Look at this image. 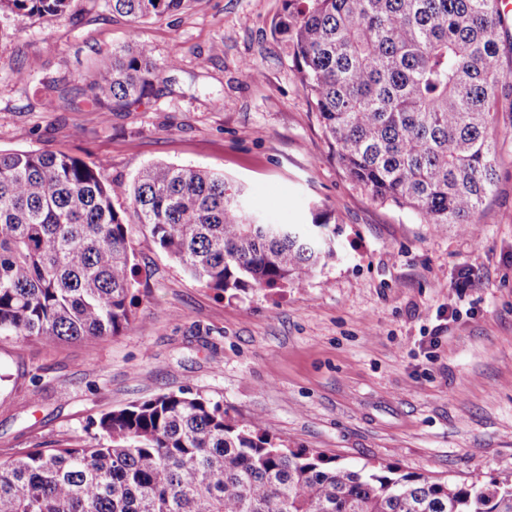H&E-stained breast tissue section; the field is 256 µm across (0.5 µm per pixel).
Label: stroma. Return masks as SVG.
<instances>
[{"mask_svg":"<svg viewBox=\"0 0 512 512\" xmlns=\"http://www.w3.org/2000/svg\"><path fill=\"white\" fill-rule=\"evenodd\" d=\"M283 0H191L140 33L159 77L106 112L95 59L131 26L106 0L0 13V150L64 152L132 183L166 162L224 174L267 224L340 229L302 288L220 294L138 224L134 328L46 346L0 337V458L87 439L90 418L192 388L277 443L368 469L458 482L512 475V138L472 232H435L376 202L333 156L287 44ZM37 69L19 78L29 61Z\"/></svg>","mask_w":512,"mask_h":512,"instance_id":"35a3bbf8","label":"stroma"}]
</instances>
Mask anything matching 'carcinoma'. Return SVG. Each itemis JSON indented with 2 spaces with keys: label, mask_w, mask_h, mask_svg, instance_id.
<instances>
[{
  "label": "carcinoma",
  "mask_w": 512,
  "mask_h": 512,
  "mask_svg": "<svg viewBox=\"0 0 512 512\" xmlns=\"http://www.w3.org/2000/svg\"><path fill=\"white\" fill-rule=\"evenodd\" d=\"M72 0H0L55 16ZM190 0H107L131 41L97 63L92 102H140L157 78L138 30ZM273 33L292 50L350 180L423 224L468 232L512 137V37L502 0H283ZM63 152L0 151V336L59 341L134 326L124 198L167 255L219 293L304 287L336 259V225L262 224L224 175L154 163L132 185ZM91 442L0 459V512H512V477L433 480L352 470L277 446L186 387L89 419Z\"/></svg>",
  "instance_id": "cac0c4a2"
}]
</instances>
